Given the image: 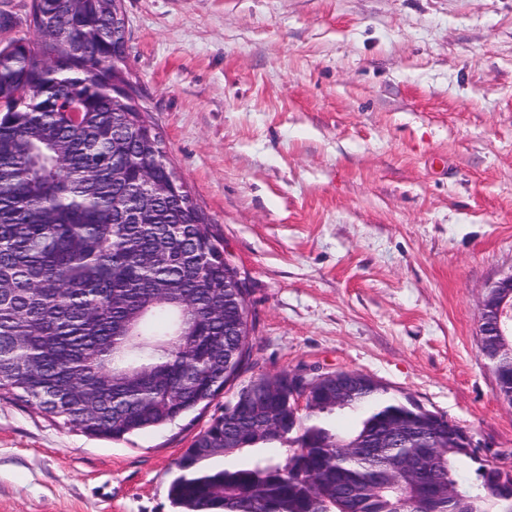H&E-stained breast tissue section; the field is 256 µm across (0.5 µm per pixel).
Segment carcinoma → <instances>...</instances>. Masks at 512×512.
Listing matches in <instances>:
<instances>
[{"label": "carcinoma", "mask_w": 512, "mask_h": 512, "mask_svg": "<svg viewBox=\"0 0 512 512\" xmlns=\"http://www.w3.org/2000/svg\"><path fill=\"white\" fill-rule=\"evenodd\" d=\"M118 16V0H32L40 38L0 44V393L112 439L210 404L248 358L246 288L222 241L134 100L112 101ZM147 170L126 224L124 189ZM491 366L511 391L512 357ZM287 376L249 380L196 436L169 487L176 512H512L497 466L388 387L336 405L318 386L301 415ZM387 438L426 481L343 452Z\"/></svg>", "instance_id": "carcinoma-1"}]
</instances>
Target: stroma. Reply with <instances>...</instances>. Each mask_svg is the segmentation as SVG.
<instances>
[{
  "instance_id": "35a3bbf8",
  "label": "stroma",
  "mask_w": 512,
  "mask_h": 512,
  "mask_svg": "<svg viewBox=\"0 0 512 512\" xmlns=\"http://www.w3.org/2000/svg\"><path fill=\"white\" fill-rule=\"evenodd\" d=\"M123 68L246 289L239 382H383L512 456L482 354L512 273V0H123ZM225 396L121 440L0 397V512H173Z\"/></svg>"
}]
</instances>
